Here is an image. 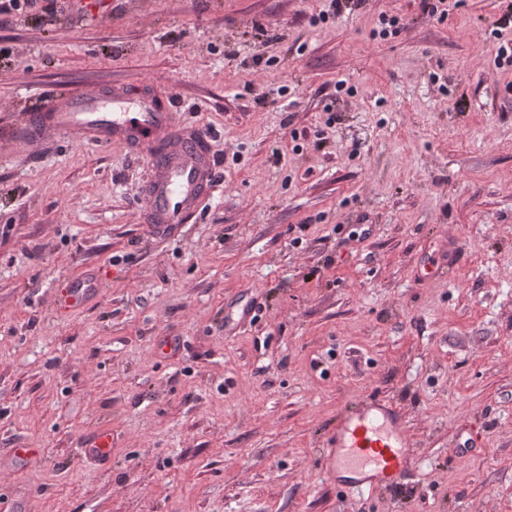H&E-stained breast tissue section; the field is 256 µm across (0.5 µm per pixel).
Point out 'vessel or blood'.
<instances>
[{
	"label": "vessel or blood",
	"instance_id": "obj_1",
	"mask_svg": "<svg viewBox=\"0 0 512 512\" xmlns=\"http://www.w3.org/2000/svg\"><path fill=\"white\" fill-rule=\"evenodd\" d=\"M33 138L48 134L77 136L92 145L119 143L149 154L152 177L144 190L142 223L156 237H173L191 223L209 197L215 158L200 128L178 122L150 86L116 85L110 94L73 92L55 97L46 111L28 119ZM101 281L87 275L73 281L64 302L82 306L101 293ZM112 433L97 431L83 438L82 460L106 463ZM325 472L337 485L359 493L402 492L416 469L413 444L400 409L368 397L344 409L325 444Z\"/></svg>",
	"mask_w": 512,
	"mask_h": 512
}]
</instances>
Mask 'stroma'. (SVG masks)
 I'll return each instance as SVG.
<instances>
[{
	"label": "stroma",
	"instance_id": "35a3bbf8",
	"mask_svg": "<svg viewBox=\"0 0 512 512\" xmlns=\"http://www.w3.org/2000/svg\"><path fill=\"white\" fill-rule=\"evenodd\" d=\"M0 25V494L25 512H512V0H57ZM150 82L216 184L154 238L145 152L16 127ZM100 297L57 308L74 279ZM173 339L175 349L165 347ZM404 415L402 496L330 482L346 406ZM477 450L456 456L470 427ZM112 432L103 465L84 434Z\"/></svg>",
	"mask_w": 512,
	"mask_h": 512
}]
</instances>
